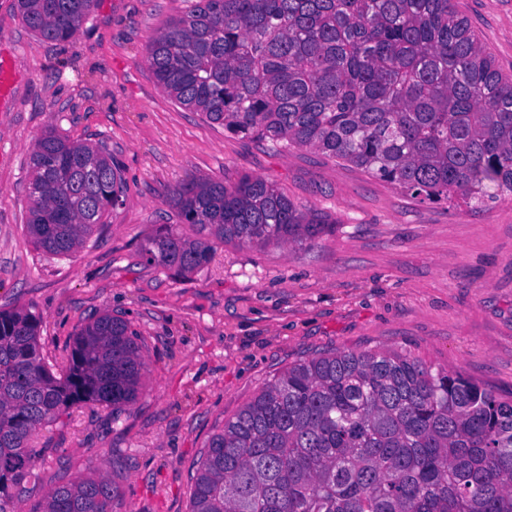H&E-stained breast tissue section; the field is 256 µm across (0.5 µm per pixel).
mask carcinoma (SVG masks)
<instances>
[{
  "mask_svg": "<svg viewBox=\"0 0 512 512\" xmlns=\"http://www.w3.org/2000/svg\"><path fill=\"white\" fill-rule=\"evenodd\" d=\"M97 0H19L48 41L73 38ZM148 47L165 92L224 131L306 147L423 202L512 199V74L453 0H189ZM31 242L70 256L123 194L112 154L47 130L30 157ZM190 239L166 224L146 259L180 272L216 243L315 244L333 228L271 182L241 177L169 191ZM41 318L0 308V512L27 493L33 435L74 406L119 409L141 390L137 334L105 313L57 371ZM104 475L63 483L34 512H112ZM190 512H512V400L395 350L293 364L201 457Z\"/></svg>",
  "mask_w": 512,
  "mask_h": 512,
  "instance_id": "carcinoma-1",
  "label": "carcinoma"
}]
</instances>
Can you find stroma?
<instances>
[{
    "label": "stroma",
    "mask_w": 512,
    "mask_h": 512,
    "mask_svg": "<svg viewBox=\"0 0 512 512\" xmlns=\"http://www.w3.org/2000/svg\"><path fill=\"white\" fill-rule=\"evenodd\" d=\"M512 74V0H454ZM187 0H97L76 36L39 40L18 0H0V59L15 74L0 105V308L40 315L42 352L66 361L99 315L142 342V390L120 412L87 404L33 439L45 449L15 512L100 471L113 512H190V474L219 432L289 366L337 351L398 349L512 396V201L418 203L371 174L306 148L225 133L177 104L147 61ZM102 143L125 181L121 203L71 257L25 232L30 155L47 129ZM260 177L336 220L314 245L216 244L185 274L147 263L162 224L192 235L169 188Z\"/></svg>",
    "instance_id": "1"
}]
</instances>
